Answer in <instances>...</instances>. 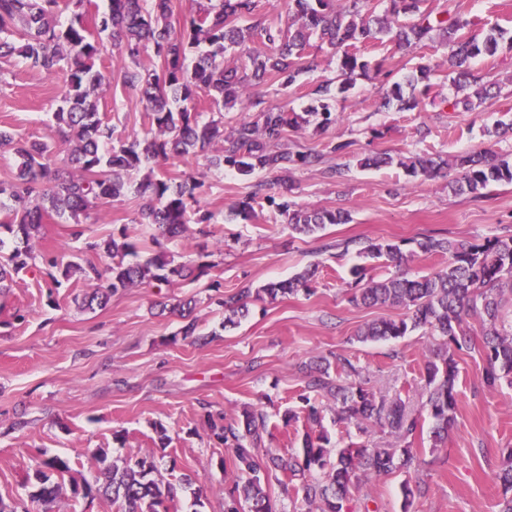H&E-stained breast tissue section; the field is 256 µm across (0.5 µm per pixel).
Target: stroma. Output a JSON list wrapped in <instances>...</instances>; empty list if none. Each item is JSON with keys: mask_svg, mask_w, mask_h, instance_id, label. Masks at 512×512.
<instances>
[{"mask_svg": "<svg viewBox=\"0 0 512 512\" xmlns=\"http://www.w3.org/2000/svg\"><path fill=\"white\" fill-rule=\"evenodd\" d=\"M430 7L462 5L479 26L500 25L512 31V0H428ZM103 51L95 61L105 82L98 106L119 137L144 133L149 124L136 93L117 77L124 59L112 45L110 32L99 36ZM387 57L394 80H402L422 60L437 64L428 100L419 108L399 112L382 105L380 79L361 77L347 101L338 106L335 125L325 136L311 129L292 131L294 151L321 149L325 139L352 141L349 154L330 158L343 177L330 178L321 168L290 171L292 196L302 206L350 212L346 224H332L314 236L292 231L286 219L269 205L256 207L250 220L231 216V208L266 182V194L280 190L265 171L243 176L211 170L197 195L213 219L207 235L196 228L180 238L155 246L151 229L138 223L139 202L122 197L103 210L102 217L82 219L81 240L70 235L69 222L43 224L36 252L38 261L15 275L6 295L0 296V498L16 512H117L99 499L73 496L71 491L49 505L31 501L27 475L38 460L60 456L72 474L95 481L100 468L98 451L109 460L131 454L154 456L162 481L178 485L183 475L195 478L199 495L178 493V512H224V498L232 481V462L223 442L207 425L208 414L237 420L244 407L268 415L264 437L267 452L283 457L302 452L308 426L299 421L284 425L286 410L296 407L304 389L301 369L310 359L343 355L361 369L368 388L379 395H402L420 408L425 391L423 365L436 340L416 330L399 339L361 343L358 330L366 323L405 315L403 308L351 303L354 270L366 267L369 276L395 275L381 259L360 257L356 250H339L340 242L386 239L402 244L411 258L409 275H425L443 265L444 257L414 251L412 242L426 235L474 243L512 229V185L492 187L489 197L454 195L448 181L457 170L433 180L413 178L398 165L400 157L428 151L451 159L489 148L512 156V135L489 143L484 131L512 123V53L499 52L472 61L474 71L499 83L501 93L473 111L446 109L442 98L453 97L447 79L443 48L401 49L386 43L376 50ZM316 68L301 78L289 97L275 95L261 84L251 95L268 105L307 106L308 88L320 79H338L330 49L315 51ZM63 76L48 77L15 62L0 83V129L27 141L53 137L52 114L60 103ZM369 153L389 154L392 164L362 169ZM121 234L136 243L140 259L162 250L175 262L207 265L193 280L168 286L153 284L116 292L104 308L89 312L79 303L86 285L78 278L53 286L44 275L43 257L63 261L95 259L88 250ZM318 272L310 293L270 299L250 298L249 313L233 327L224 325L225 296L243 288L258 289L302 272L309 265ZM193 300L204 344L183 338L178 313L160 312L159 303ZM459 374L453 428L442 443L433 440V420L423 416L413 446L423 460L410 471H396L365 482L343 503V512H498L501 487L495 470L503 449L512 448V385L496 390L483 385L486 360L476 349L456 352ZM28 425L12 429L17 417ZM322 426L331 450L348 441L394 445L389 428L370 425L360 433L355 424L337 422L324 410ZM167 442H159L158 429ZM420 482L424 492L410 510L402 508L401 485Z\"/></svg>", "mask_w": 512, "mask_h": 512, "instance_id": "stroma-1", "label": "stroma"}]
</instances>
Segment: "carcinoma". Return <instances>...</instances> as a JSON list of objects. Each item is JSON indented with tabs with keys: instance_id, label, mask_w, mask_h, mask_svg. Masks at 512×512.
<instances>
[{
	"instance_id": "carcinoma-1",
	"label": "carcinoma",
	"mask_w": 512,
	"mask_h": 512,
	"mask_svg": "<svg viewBox=\"0 0 512 512\" xmlns=\"http://www.w3.org/2000/svg\"><path fill=\"white\" fill-rule=\"evenodd\" d=\"M383 14L376 13L374 0H282L285 23L269 21L261 13L260 0H208L190 17L187 26L176 29L169 21L174 0H109L108 10L94 17V27L86 22L84 0H0V58L19 57L30 69L48 76L65 73L61 105L54 112L56 135L70 144L68 170L55 166V141L23 142L10 131L0 130V146L14 151L18 169L14 181L0 183V231L22 241L6 260L0 262V294L8 288L12 274L26 268L34 259L29 246L45 217L54 214L74 221L129 193L140 199L138 223L155 226L157 238L173 239L190 223L204 224L212 213L201 209L195 191L202 181L188 175L177 185L164 178L146 177L136 182L133 174L143 167L169 160L202 155L209 168H227L243 176L255 171L278 172L291 167H314L328 156L348 152L352 141L329 139L314 152L288 149L290 130L313 127L324 134L336 124V105L347 98L354 77L373 72L383 78L385 102L399 111H411L428 97L431 77L437 66L421 64L406 81L391 80L385 60L371 56L379 43L393 42L400 48L427 49L436 40L448 48V71L453 74L455 92L463 104L476 109L491 95V85L473 73L470 62L501 49L512 50V36L498 27L476 29L468 15L444 5L431 8L427 0H382ZM73 16L66 24L60 16L66 10ZM112 33L113 45L122 49L130 64L121 68L123 86L139 91L145 102V117L153 130L115 139V128L101 117L96 91L101 74L95 59L101 54L97 34ZM150 44L159 68L141 66V48ZM260 44L258 51L254 45ZM329 48L338 55L342 80L318 82L309 92L310 103L297 112L288 106L271 108L264 99L246 93L248 86L268 83L275 94H286L299 85L300 76L314 69L312 49ZM236 64H225L226 56ZM206 92L208 109L247 113L229 131L223 118L201 121L204 112L198 91ZM407 175L435 179L448 169L460 177L448 181L456 195L475 198L487 195L489 188L512 184V163L490 150L460 155L448 161L439 155L418 154L399 161ZM265 184L231 209L235 219L247 221L253 202L261 197ZM291 188L264 199L296 233L311 236L328 224H346L350 214L341 209L301 208L292 199ZM417 249L428 255L447 257V264L427 275L411 278L397 274L383 280L366 277V268L355 270L364 286L351 301L365 306L392 305L406 309L399 320H378L357 334V341L396 339L420 329L443 343L432 350L425 364L429 392L425 406L435 422V439L443 440L455 422L457 407V363L448 347L460 349L470 342L469 319L479 320L481 351L486 359L484 384L496 387L501 381L512 383V329L506 327L501 310L505 295H512V234L482 243L448 237L424 236L413 240ZM112 258V265L100 267L93 261L70 262L63 276H77L90 285L82 306L103 308L119 289L156 282L170 285L177 279L195 277L205 266L192 262L173 264L159 252L144 262L128 261L136 256L137 245L126 234L89 245ZM360 253L371 259H384L401 267L409 255L400 244L369 241ZM109 280H104L105 274ZM313 271L306 270L287 280L271 282L260 292L274 299L298 292H309ZM249 290L224 299L229 316L224 327L235 325V317L248 312ZM323 358L310 360L304 371L307 393L299 396L300 406L285 413V423L304 419L320 424L326 399L336 405L341 422L362 424L374 421L386 425L401 439L413 436L420 417L402 399L378 397L360 381L361 370L346 357H336V373ZM216 438L228 447L233 459V488L224 500V512H276L269 492L275 478L281 492L300 500L301 512H342L343 501L362 481L388 475L398 469L419 464L410 448L370 447L351 442L337 455L327 448L329 438L320 433L303 437L302 455L288 458L264 457L259 449L268 432L267 416L261 410L245 409L242 418L227 424L209 420ZM103 480L91 485L70 483L73 495L99 496L118 504L123 512H169L166 503L174 501L177 488L163 485L158 467L150 455H130L123 465L98 456ZM319 471L324 479L312 477ZM67 460L51 456L40 460L27 482L35 501L52 502L62 490ZM502 487L503 507L512 512V452L496 473Z\"/></svg>"
}]
</instances>
